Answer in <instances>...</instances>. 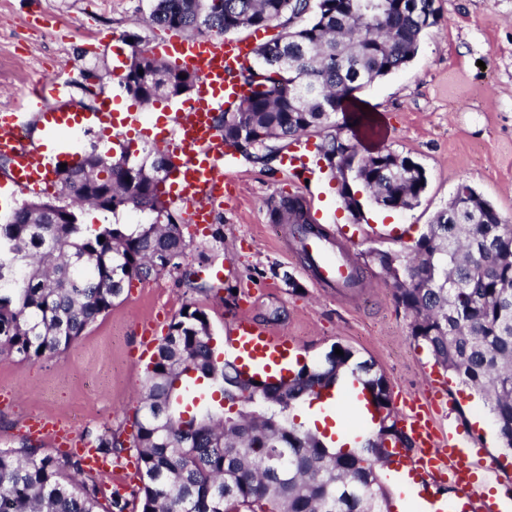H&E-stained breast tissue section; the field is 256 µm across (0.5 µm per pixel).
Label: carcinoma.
Masks as SVG:
<instances>
[{
    "mask_svg": "<svg viewBox=\"0 0 512 512\" xmlns=\"http://www.w3.org/2000/svg\"><path fill=\"white\" fill-rule=\"evenodd\" d=\"M432 3L384 0L373 11L359 0H155L150 21L193 37L282 28L235 73L247 95L215 115L224 142L270 170L290 142L318 134L331 173L346 168L377 204L411 209L426 190L425 170L389 150L361 155L342 133L351 121L369 124L348 107L363 88L415 57L423 32L439 22ZM197 79L189 72L180 78L137 41L121 77L142 104L186 98ZM161 155L133 157L123 146L109 167L93 149L57 170L73 201L62 222L61 206L40 199L0 222V356L25 361L67 350L126 283L181 267L184 219L162 199L165 180H150ZM462 187L464 204L439 211L410 255L381 251L376 261L412 317V336L435 365L488 399L502 447L512 451V225L470 185ZM84 202L115 219L139 210L156 213V221L90 232L74 210ZM271 214L301 233L310 223L297 196L274 201ZM210 338L205 312L189 309L158 346L135 422L140 485L130 495L105 492L80 456L59 458L24 444L0 449V512H99L103 498L106 512H126L132 498L141 512H363L369 498L387 497L379 475L389 461L387 443L413 448L397 420L388 418L375 439L344 452L294 416L299 402L343 372L377 391L391 411L388 383L371 361L339 344L343 355L331 349L288 386L264 393L239 382L231 362L215 361ZM190 369L204 383L186 375ZM210 387L237 398L238 412L215 406L202 392ZM94 448L105 456L125 450L112 434L97 435Z\"/></svg>",
    "mask_w": 512,
    "mask_h": 512,
    "instance_id": "cac0c4a2",
    "label": "carcinoma"
}]
</instances>
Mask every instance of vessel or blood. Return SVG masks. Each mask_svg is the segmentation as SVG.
<instances>
[{
  "instance_id": "1",
  "label": "vessel or blood",
  "mask_w": 512,
  "mask_h": 512,
  "mask_svg": "<svg viewBox=\"0 0 512 512\" xmlns=\"http://www.w3.org/2000/svg\"><path fill=\"white\" fill-rule=\"evenodd\" d=\"M162 50L175 66L196 72L200 81L190 99L175 119L159 114L155 127L167 139L168 149L180 157L177 173L168 185L167 200L182 204L190 224L210 223L212 209L224 202V168L230 164L231 151L214 126V116L225 101L244 96V89L231 74L251 54L247 42L222 38L183 39L171 37ZM30 112H0V156L10 163L8 179L24 193L41 194L53 188L55 159L44 148L30 141L29 124L37 122L44 131H76L86 125L122 136L136 126L138 113L118 112L111 93H104L96 112H76L64 84L57 78L43 79L35 84L28 97ZM301 245L309 254L319 286L347 291L353 287L354 270L332 254L329 245L313 235H304ZM232 342L236 349L252 358L286 357L288 343L267 328L256 324L249 316L240 315L233 324ZM443 394L433 387L423 397L407 400V410L401 420L404 433L412 440L413 453L395 449L409 474L423 480H436L454 486L471 502L473 512H499L489 497L477 493V473L484 466L480 454L465 447L459 432L441 433L434 410ZM323 401L331 405H348L361 426L371 422L370 400L358 382H351L344 397L323 392Z\"/></svg>"
}]
</instances>
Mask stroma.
I'll return each mask as SVG.
<instances>
[{"label": "stroma", "instance_id": "35a3bbf8", "mask_svg": "<svg viewBox=\"0 0 512 512\" xmlns=\"http://www.w3.org/2000/svg\"><path fill=\"white\" fill-rule=\"evenodd\" d=\"M434 6L439 24L425 31L415 57L358 94L378 126L377 138L358 137L360 153L389 149L419 163L428 177L419 204L390 210L365 193L364 215L354 220L317 155L321 138L314 133L287 148L305 154L302 175L284 163L270 172L235 157L231 201L207 228H184V265L206 292L188 288L177 271L135 280L69 349L24 362L0 357V448L29 441L54 453L50 440L30 435L26 423L34 416L63 421L85 441L106 430L129 440L147 366L136 358L144 326L156 322L166 336L187 307L206 312L216 350L227 359L233 353L226 332L242 313L286 337L300 364L319 360L334 344L351 347L385 376L396 412L402 399L424 394L430 379L444 375L412 336L409 315L370 254L408 252L463 183L512 220V0ZM151 10V0H0V54L11 59L0 70V110L18 105L49 75L66 82L84 107L97 89L85 73L112 71L114 49L129 48V34L147 49L170 37L151 24ZM283 195L306 199L312 222L357 266L362 288L343 294L314 285L290 225L271 220V203ZM448 396L453 406L440 415V429L467 435L491 469L480 489L511 503L512 457L471 420L487 413L485 398L453 377Z\"/></svg>", "mask_w": 512, "mask_h": 512}]
</instances>
